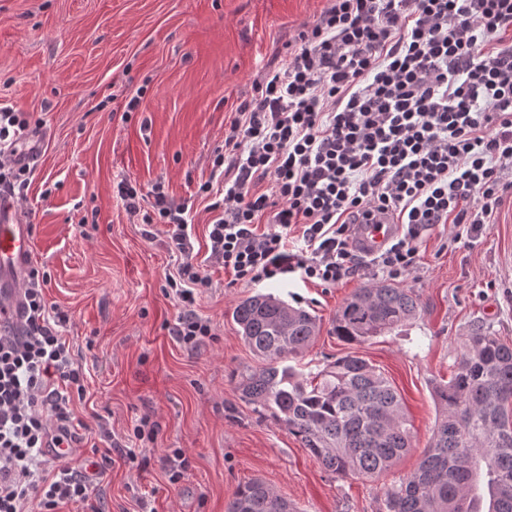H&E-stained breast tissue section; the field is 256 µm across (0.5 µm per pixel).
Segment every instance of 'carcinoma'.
I'll list each match as a JSON object with an SVG mask.
<instances>
[{
    "label": "carcinoma",
    "instance_id": "1",
    "mask_svg": "<svg viewBox=\"0 0 512 512\" xmlns=\"http://www.w3.org/2000/svg\"><path fill=\"white\" fill-rule=\"evenodd\" d=\"M417 294L392 281L356 289L337 308L336 337L359 344L414 319ZM232 317L263 365L241 376V397L272 413L309 454L339 475L378 478L413 447L400 394L382 372L348 354L313 377L288 365L320 330L311 313L271 295L241 301ZM434 434L414 472L385 491V512H512V346L476 327L454 375L434 387ZM226 512H294L261 479L242 485Z\"/></svg>",
    "mask_w": 512,
    "mask_h": 512
}]
</instances>
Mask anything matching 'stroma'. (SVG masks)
<instances>
[{
  "label": "stroma",
  "mask_w": 512,
  "mask_h": 512,
  "mask_svg": "<svg viewBox=\"0 0 512 512\" xmlns=\"http://www.w3.org/2000/svg\"><path fill=\"white\" fill-rule=\"evenodd\" d=\"M325 0H0V103L43 124V146L20 208L32 264L45 271L47 307L69 315L61 330L86 374L76 460L132 450L103 475L101 512H226L254 478L297 512H384L386 487L404 481L438 416L433 388L448 382L474 326L512 344V202L470 245L439 224L419 239L416 270L399 277L421 308L406 326L361 344L332 333L337 308L382 280L373 268L333 288L299 274L232 283L208 259L215 214L199 197L210 156L232 111L265 69L281 65L289 39ZM140 97L137 111L125 103ZM141 193L163 183L188 207L196 262L213 286L197 313L213 335L190 349L172 334L178 313L166 279L179 257L165 228L127 212L117 184ZM270 293L321 320L297 371L317 372L349 353L379 368L400 393L413 448L382 477H341L309 456L270 413L240 397L243 372L260 361L232 319L243 299ZM157 426L136 440L141 417ZM180 450L190 467L172 483L165 462Z\"/></svg>",
  "instance_id": "stroma-1"
}]
</instances>
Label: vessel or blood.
Wrapping results in <instances>:
<instances>
[{"label": "vessel or blood", "mask_w": 512, "mask_h": 512, "mask_svg": "<svg viewBox=\"0 0 512 512\" xmlns=\"http://www.w3.org/2000/svg\"><path fill=\"white\" fill-rule=\"evenodd\" d=\"M393 225L360 224L355 229L357 247L375 253L392 236ZM33 243L27 225L10 202L0 200V311L16 315L25 283L26 269L32 259Z\"/></svg>", "instance_id": "obj_1"}]
</instances>
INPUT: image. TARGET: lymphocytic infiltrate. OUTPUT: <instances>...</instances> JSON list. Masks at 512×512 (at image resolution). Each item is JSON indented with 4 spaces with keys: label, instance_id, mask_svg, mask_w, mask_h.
<instances>
[{
    "label": "lymphocytic infiltrate",
    "instance_id": "1",
    "mask_svg": "<svg viewBox=\"0 0 512 512\" xmlns=\"http://www.w3.org/2000/svg\"><path fill=\"white\" fill-rule=\"evenodd\" d=\"M22 113L0 107V187L14 192L39 142ZM199 195L218 216L209 258L235 280L288 272L326 288L369 266L410 274L419 238L438 224L474 237L512 196V0H326L288 42V57L241 101ZM146 223L166 227L180 263L168 284L173 334L196 346L212 325L195 310L211 278L194 261L184 206L153 189ZM399 225L377 254L354 227ZM304 242L290 252L291 237ZM30 269L18 318L0 320V512H99L112 459L85 472L71 450L73 395L85 376Z\"/></svg>",
    "mask_w": 512,
    "mask_h": 512
}]
</instances>
